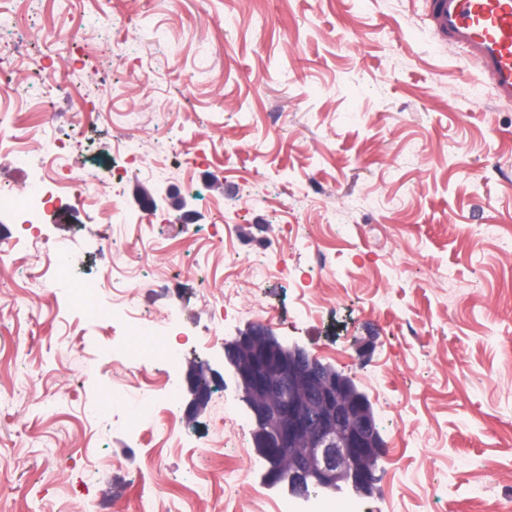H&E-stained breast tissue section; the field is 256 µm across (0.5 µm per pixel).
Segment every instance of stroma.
<instances>
[{"mask_svg":"<svg viewBox=\"0 0 512 512\" xmlns=\"http://www.w3.org/2000/svg\"><path fill=\"white\" fill-rule=\"evenodd\" d=\"M0 44L75 82L53 100V134L75 135L76 172L103 177L133 153L147 165L122 189V245L104 192L77 223L37 213L42 233L73 240L87 281L141 269L140 310L184 338L176 368L113 365L111 316L88 322L37 278L42 254L0 211V512H294L306 498L269 479L224 366L256 324L370 404L385 448L372 493L320 499L472 512L480 497L512 512V104L435 31L426 0H0ZM39 163L35 147L0 153V189L40 192ZM317 245L332 264L307 293L295 280ZM166 277L176 292L157 289ZM228 295L238 309L215 317ZM199 364L211 392L192 410ZM171 375L180 443L162 423L131 435L138 385Z\"/></svg>","mask_w":512,"mask_h":512,"instance_id":"1","label":"stroma"}]
</instances>
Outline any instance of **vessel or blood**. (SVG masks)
<instances>
[{"mask_svg": "<svg viewBox=\"0 0 512 512\" xmlns=\"http://www.w3.org/2000/svg\"><path fill=\"white\" fill-rule=\"evenodd\" d=\"M431 21L449 45L468 50L498 101L512 103V0H427Z\"/></svg>", "mask_w": 512, "mask_h": 512, "instance_id": "vessel-or-blood-1", "label": "vessel or blood"}]
</instances>
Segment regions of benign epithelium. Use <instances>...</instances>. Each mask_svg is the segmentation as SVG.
Instances as JSON below:
<instances>
[{
    "instance_id": "7a95c632",
    "label": "benign epithelium",
    "mask_w": 512,
    "mask_h": 512,
    "mask_svg": "<svg viewBox=\"0 0 512 512\" xmlns=\"http://www.w3.org/2000/svg\"><path fill=\"white\" fill-rule=\"evenodd\" d=\"M242 401L252 414L253 442L271 462L293 457L301 486L348 484L367 493L372 474L361 463L384 454L366 401L345 377L300 347L283 345L272 330L256 324L224 347ZM191 406L205 402L208 383L191 372Z\"/></svg>"
}]
</instances>
